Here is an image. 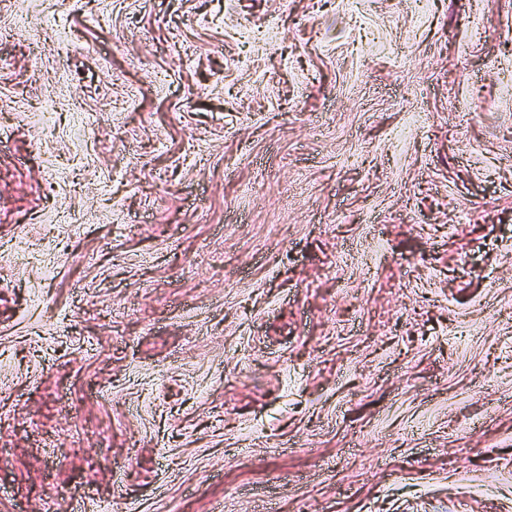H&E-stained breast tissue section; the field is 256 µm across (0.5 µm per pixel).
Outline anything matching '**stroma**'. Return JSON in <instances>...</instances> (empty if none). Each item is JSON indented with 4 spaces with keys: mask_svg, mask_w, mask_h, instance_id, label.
Returning a JSON list of instances; mask_svg holds the SVG:
<instances>
[{
    "mask_svg": "<svg viewBox=\"0 0 512 512\" xmlns=\"http://www.w3.org/2000/svg\"><path fill=\"white\" fill-rule=\"evenodd\" d=\"M512 512V0H0V512Z\"/></svg>",
    "mask_w": 512,
    "mask_h": 512,
    "instance_id": "1",
    "label": "stroma"
}]
</instances>
